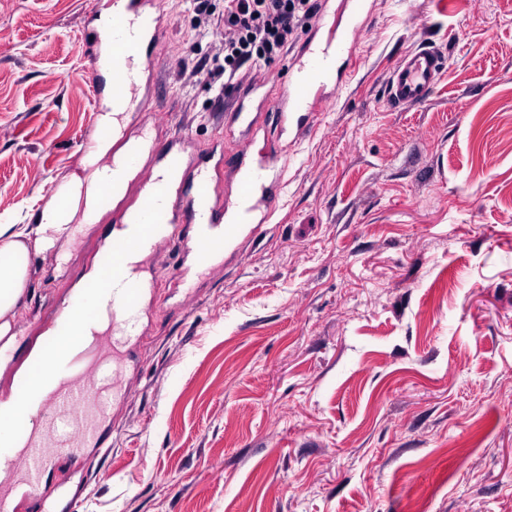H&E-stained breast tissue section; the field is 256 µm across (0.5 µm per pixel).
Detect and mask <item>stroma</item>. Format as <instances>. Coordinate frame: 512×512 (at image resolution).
Segmentation results:
<instances>
[{
    "label": "stroma",
    "mask_w": 512,
    "mask_h": 512,
    "mask_svg": "<svg viewBox=\"0 0 512 512\" xmlns=\"http://www.w3.org/2000/svg\"><path fill=\"white\" fill-rule=\"evenodd\" d=\"M91 0L0 5V218L22 223L72 173L97 102L82 73ZM167 5L160 138L216 134L219 39ZM448 67L428 101L391 109L390 69L420 44ZM279 165L261 237L183 301L170 243L131 399L91 464L79 512H512V0H371L351 74ZM103 212L32 256L29 320L64 298Z\"/></svg>",
    "instance_id": "1"
}]
</instances>
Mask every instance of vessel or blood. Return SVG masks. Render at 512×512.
<instances>
[{
    "mask_svg": "<svg viewBox=\"0 0 512 512\" xmlns=\"http://www.w3.org/2000/svg\"><path fill=\"white\" fill-rule=\"evenodd\" d=\"M310 35L293 56L282 88L246 82L217 115L222 136L206 153L178 127L159 141L141 121L158 93L162 0H112L110 25L94 31L85 69L100 110L112 113V234L88 255L93 277L50 318L35 316L48 364L17 356L9 394L0 397V512H77L64 484L47 489L60 459L86 464L103 448L112 413L127 403L126 377L143 339L149 286L145 263L171 241L182 259L172 277L190 284L214 273L224 251L255 240L278 206L279 159L314 123L323 103L347 80L369 0H318ZM446 67L442 49L404 55L386 80V102L423 105ZM232 177L233 190L224 179Z\"/></svg>",
    "mask_w": 512,
    "mask_h": 512,
    "instance_id": "obj_1",
    "label": "vessel or blood"
}]
</instances>
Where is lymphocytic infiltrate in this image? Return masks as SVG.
I'll use <instances>...</instances> for the list:
<instances>
[{
    "mask_svg": "<svg viewBox=\"0 0 512 512\" xmlns=\"http://www.w3.org/2000/svg\"><path fill=\"white\" fill-rule=\"evenodd\" d=\"M200 36L220 29L221 42L192 67L226 92L247 73H258L288 50L299 31L314 18L316 0H224L222 15H214L207 0H194Z\"/></svg>",
    "mask_w": 512,
    "mask_h": 512,
    "instance_id": "obj_1",
    "label": "lymphocytic infiltrate"
}]
</instances>
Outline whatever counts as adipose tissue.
<instances>
[{
  "label": "adipose tissue",
  "instance_id": "1",
  "mask_svg": "<svg viewBox=\"0 0 512 512\" xmlns=\"http://www.w3.org/2000/svg\"><path fill=\"white\" fill-rule=\"evenodd\" d=\"M112 152L111 138L97 140L93 151L81 160V174L63 181L61 188L69 199L65 210L46 206L34 223L15 226L0 224V266L14 267L10 281H0V348L10 349L14 343L11 332L17 309L23 304L30 267L24 259L29 253L52 251L62 237L74 234L80 210L92 208L97 202L101 185L111 180L110 168L100 166L101 158Z\"/></svg>",
  "mask_w": 512,
  "mask_h": 512
}]
</instances>
